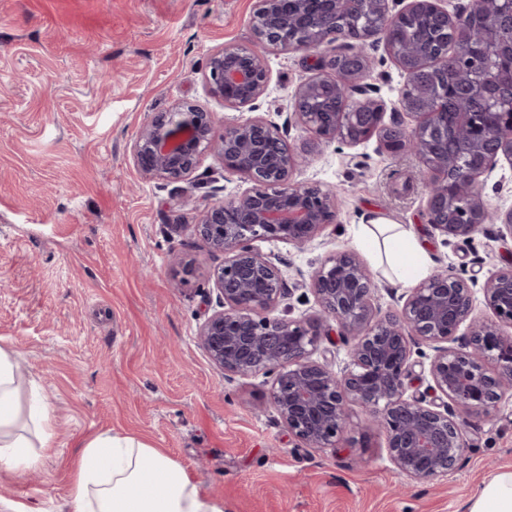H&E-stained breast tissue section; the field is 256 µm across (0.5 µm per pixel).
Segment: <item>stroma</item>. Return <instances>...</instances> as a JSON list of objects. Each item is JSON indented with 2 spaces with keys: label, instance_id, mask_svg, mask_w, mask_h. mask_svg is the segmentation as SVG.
I'll return each instance as SVG.
<instances>
[{
  "label": "stroma",
  "instance_id": "35a3bbf8",
  "mask_svg": "<svg viewBox=\"0 0 512 512\" xmlns=\"http://www.w3.org/2000/svg\"><path fill=\"white\" fill-rule=\"evenodd\" d=\"M258 0H0V346L22 384L53 408L55 446L38 470H0V512H70L72 465L88 437L111 432L162 450L224 512H465L485 483L512 469V399L475 418L450 476L400 481L384 436L352 411L337 449L304 448L267 399L259 375L225 382L197 333L216 308L213 265L190 226L247 182L205 153L191 183L148 181L132 144L154 114L187 102L220 123L262 117L294 149L310 134L291 95L319 56L267 55L270 79L252 107L231 109L205 81L211 54L256 47ZM372 97L387 120L405 75L384 44L367 46ZM294 182L336 195L337 223L305 248L255 241L282 260L295 315L318 310L301 281L328 254L355 249L357 225L412 226L433 270L484 283L512 262V235L491 225L443 243L427 222L424 169L376 140H335L308 154ZM197 272L183 285L181 262Z\"/></svg>",
  "mask_w": 512,
  "mask_h": 512
}]
</instances>
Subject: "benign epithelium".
Here are the masks:
<instances>
[{
  "label": "benign epithelium",
  "mask_w": 512,
  "mask_h": 512,
  "mask_svg": "<svg viewBox=\"0 0 512 512\" xmlns=\"http://www.w3.org/2000/svg\"><path fill=\"white\" fill-rule=\"evenodd\" d=\"M445 2L319 0V8L308 12L307 0H261L253 29L259 42L281 51L317 52L325 44L348 43L353 65L347 72L328 70L320 59L318 73L294 91L295 115L311 134L304 152L336 139L357 145L375 136L386 152H412L427 170L446 175L448 141L458 137L466 143L475 164L455 180L428 184V223L447 243L470 240L489 224L512 232V211H490L479 188L499 157L512 161V115L505 123L475 125L469 114L428 111L440 94L432 69L448 55L430 61L404 57L392 43L388 49L407 74L398 106L416 125L410 130L388 125L381 102L352 100L369 74L365 45L385 41L405 16L431 14L450 29L448 49L465 50L464 21L486 0H469L454 12ZM485 40L498 56H512V40L501 38L497 26L486 28ZM207 69L210 93L235 109L261 97L270 77L263 54L233 45L213 53ZM493 81L492 73L473 75L461 92L496 107L501 96L488 92ZM208 151L220 156L224 170L253 183L207 206L191 225L210 255L224 256L208 271L218 310L198 333L199 345L224 380L270 378L268 400L303 448L336 447L356 407L384 434L399 474L415 482L450 474L466 451L469 418L512 399V335L504 331L512 329V265L485 281L483 297L493 319L480 321L472 317L474 283L452 269L410 288L396 308L384 312L358 254L336 251L309 276L317 313L294 317L278 259L256 250L252 241L310 245L335 223V194L292 181L301 156L262 117L220 127L214 113L179 103L145 122L132 146L144 178L171 182L187 179ZM467 322L470 334L457 337ZM336 336L348 345V363L340 372L334 361L315 358ZM422 346L433 351L426 384L414 372L413 356L424 355Z\"/></svg>",
  "instance_id": "obj_1"
}]
</instances>
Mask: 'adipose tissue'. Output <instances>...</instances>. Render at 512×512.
I'll return each instance as SVG.
<instances>
[{"label": "adipose tissue", "instance_id": "1", "mask_svg": "<svg viewBox=\"0 0 512 512\" xmlns=\"http://www.w3.org/2000/svg\"><path fill=\"white\" fill-rule=\"evenodd\" d=\"M356 244L385 262L403 286L433 274L414 232L401 224H362ZM17 354L0 347V469L38 468L54 446L51 405L38 384L20 396ZM71 512H224L181 464L131 436L101 432L84 443L71 483ZM467 512H512V471L493 477Z\"/></svg>", "mask_w": 512, "mask_h": 512}]
</instances>
